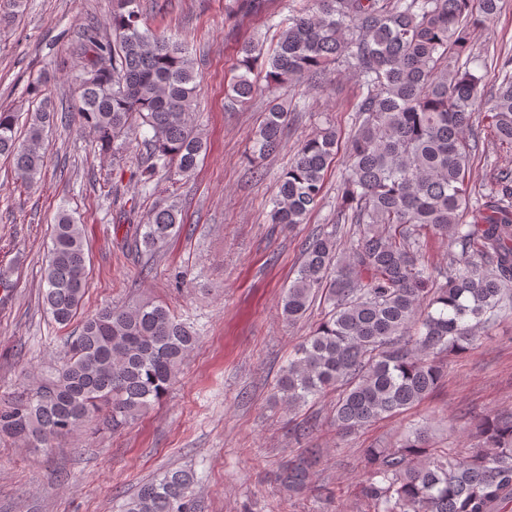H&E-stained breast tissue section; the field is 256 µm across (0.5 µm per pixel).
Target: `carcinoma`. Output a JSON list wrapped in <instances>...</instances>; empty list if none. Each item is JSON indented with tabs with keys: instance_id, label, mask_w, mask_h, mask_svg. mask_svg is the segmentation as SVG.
<instances>
[{
	"instance_id": "cac0c4a2",
	"label": "carcinoma",
	"mask_w": 512,
	"mask_h": 512,
	"mask_svg": "<svg viewBox=\"0 0 512 512\" xmlns=\"http://www.w3.org/2000/svg\"><path fill=\"white\" fill-rule=\"evenodd\" d=\"M24 0H0V28ZM501 0H288L276 45L242 42L228 96L245 104L270 86L319 88L344 67L357 77L349 105L354 131L338 214L355 225L348 251L336 229L303 246V261L281 298L289 322L316 299L327 317L295 348L275 390L291 407L336 391L333 420L342 433L402 413L428 397L443 374L440 356L464 352L478 329L512 310V171L472 197L469 158L476 148L475 107L498 141L512 145V51L498 53L497 83L487 87L473 33L501 10ZM75 77V115L102 151L124 146L131 130L148 129L146 165L135 173L142 191L161 172L190 176L205 150L194 124L195 62L187 46L150 28L137 0H115L112 34L89 27ZM43 103L24 136L15 113L0 111V156L18 179L37 183L45 166L42 141L55 119ZM288 107L272 104L248 160L283 146ZM339 135L333 127L304 139L278 181L270 221L304 224L324 197ZM182 225L174 205L130 224L124 240L135 255L159 253ZM446 238L459 251L448 266L427 256V239ZM88 243L73 215L58 212L42 280L43 305L67 327L88 288ZM198 343L194 325L167 306L141 300L108 306L64 338V357L30 392L0 405V439L50 448L75 435L90 415L116 431L170 388ZM316 449L286 464L281 482L302 488ZM370 476L362 493L373 512H512V415L485 419L468 455L432 448L429 428L405 432L391 448H367ZM195 472L175 469L142 483L122 512H198Z\"/></svg>"
}]
</instances>
